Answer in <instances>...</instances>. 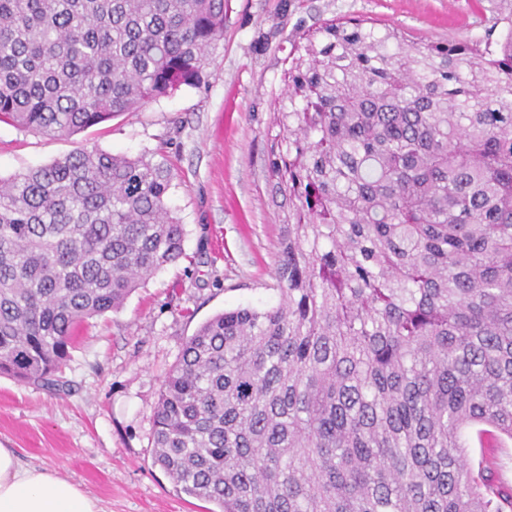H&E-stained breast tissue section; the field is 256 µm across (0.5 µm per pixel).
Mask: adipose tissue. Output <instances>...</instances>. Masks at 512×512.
Masks as SVG:
<instances>
[{
	"mask_svg": "<svg viewBox=\"0 0 512 512\" xmlns=\"http://www.w3.org/2000/svg\"><path fill=\"white\" fill-rule=\"evenodd\" d=\"M0 512H101L79 485L0 446Z\"/></svg>",
	"mask_w": 512,
	"mask_h": 512,
	"instance_id": "adipose-tissue-1",
	"label": "adipose tissue"
}]
</instances>
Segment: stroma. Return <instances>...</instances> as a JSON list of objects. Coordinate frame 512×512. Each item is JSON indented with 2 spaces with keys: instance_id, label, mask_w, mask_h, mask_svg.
I'll use <instances>...</instances> for the list:
<instances>
[{
  "instance_id": "1",
  "label": "stroma",
  "mask_w": 512,
  "mask_h": 512,
  "mask_svg": "<svg viewBox=\"0 0 512 512\" xmlns=\"http://www.w3.org/2000/svg\"><path fill=\"white\" fill-rule=\"evenodd\" d=\"M503 0H227L224 38L196 86L101 125L46 136L0 123V177L79 148L156 154L172 174L170 206L185 255L137 288L122 309L90 319L49 391L0 375V446L20 462L80 484L102 512H209L152 458V415L186 340L217 313L278 304L280 226L271 145L290 111L297 46L334 20L361 19L418 45L483 38ZM470 465L512 487V441L471 447Z\"/></svg>"
}]
</instances>
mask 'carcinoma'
Listing matches in <instances>:
<instances>
[{"label":"carcinoma","instance_id":"cac0c4a2","mask_svg":"<svg viewBox=\"0 0 512 512\" xmlns=\"http://www.w3.org/2000/svg\"><path fill=\"white\" fill-rule=\"evenodd\" d=\"M224 0H0V122L47 136L201 82ZM493 40L326 24L274 122L278 305L204 322L152 455L217 512H506L466 432L512 440V10ZM171 172L83 148L0 178V374L52 388L88 320L184 255Z\"/></svg>","mask_w":512,"mask_h":512}]
</instances>
